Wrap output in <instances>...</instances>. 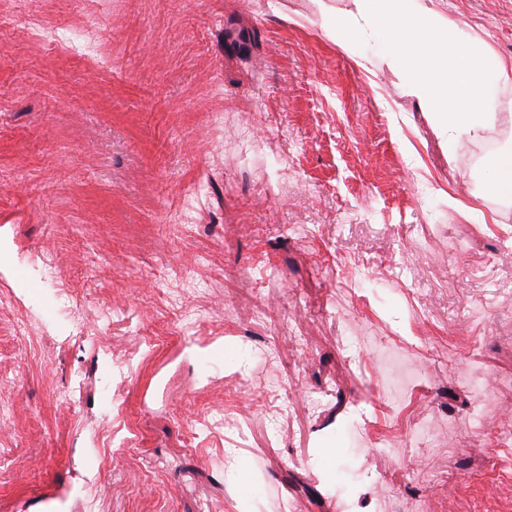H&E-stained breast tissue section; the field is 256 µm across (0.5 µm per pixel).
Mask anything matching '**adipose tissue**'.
<instances>
[{"label": "adipose tissue", "mask_w": 512, "mask_h": 512, "mask_svg": "<svg viewBox=\"0 0 512 512\" xmlns=\"http://www.w3.org/2000/svg\"><path fill=\"white\" fill-rule=\"evenodd\" d=\"M317 2L326 35L341 46L370 30L387 34L403 92L430 112L440 142L483 138L495 113L479 109L488 80L512 82V67L489 51L462 46L460 34L423 0H348L340 12L327 0Z\"/></svg>", "instance_id": "ef3b65f1"}]
</instances>
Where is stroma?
Segmentation results:
<instances>
[{"label":"stroma","instance_id":"stroma-1","mask_svg":"<svg viewBox=\"0 0 512 512\" xmlns=\"http://www.w3.org/2000/svg\"><path fill=\"white\" fill-rule=\"evenodd\" d=\"M431 5L512 64V0ZM384 42L315 0H0V512H512V117L445 149ZM488 167L494 171L495 180L493 186L497 192L512 193V150L504 149L487 160Z\"/></svg>","mask_w":512,"mask_h":512}]
</instances>
